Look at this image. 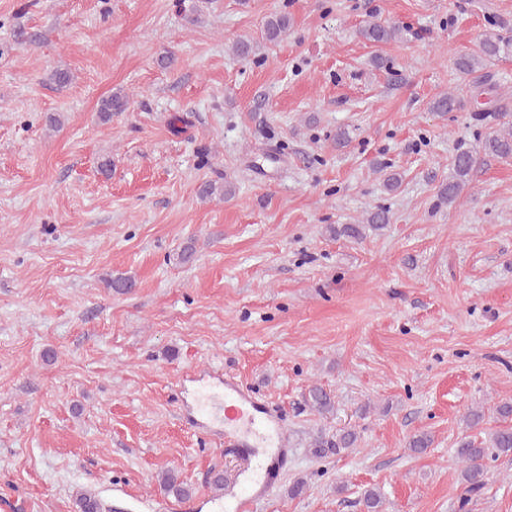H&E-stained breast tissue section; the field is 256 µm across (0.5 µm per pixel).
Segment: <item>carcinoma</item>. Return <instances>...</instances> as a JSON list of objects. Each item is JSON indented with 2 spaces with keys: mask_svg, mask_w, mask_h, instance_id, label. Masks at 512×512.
Returning a JSON list of instances; mask_svg holds the SVG:
<instances>
[{
  "mask_svg": "<svg viewBox=\"0 0 512 512\" xmlns=\"http://www.w3.org/2000/svg\"><path fill=\"white\" fill-rule=\"evenodd\" d=\"M290 18L288 13L268 18L264 25L263 39L269 43L279 42L288 32ZM363 39L373 43H387L401 37V30L393 25H385L374 21L360 30ZM512 43L501 39L487 38L481 41L477 50L468 56H464L456 63L457 69L468 74L477 68L484 67L494 61L501 52L511 46ZM233 56L247 60L256 55L257 46L247 38L236 40L231 47ZM128 99L121 94L111 95L101 101L99 119L102 123L112 121V113L122 112L126 109ZM460 107V99L453 93H443L435 98L432 111L446 114ZM484 150L488 154L501 158L512 157V132H496L486 137ZM476 165V156L473 152L463 150L453 155L450 163L451 173L448 181L439 185V194L448 200L455 202L466 185L470 182L471 174ZM390 223L388 212L376 210L366 218V224H345L338 229L334 226L328 228V232L334 235H344L356 240L364 237V229L369 227L380 230ZM106 287L111 290L126 294L136 287L134 279L118 275L106 280ZM308 398L312 407L321 415H326L334 410V402L331 394L322 386L314 384L309 387ZM358 432L352 428L343 429L336 435V439L327 440L319 435L310 443L312 454L321 458L330 450L341 452L344 449L356 446ZM512 454V426H498L487 434V437L479 442L474 440H462L455 448V457L463 465L461 470V483L464 484V497L460 508H465L471 496L476 494L484 485L485 458L494 455ZM159 489L166 494H174L180 498L189 497V489L178 481V476L170 470L163 474L159 480ZM75 512H102V504L97 495L86 490H78L74 495Z\"/></svg>",
  "mask_w": 512,
  "mask_h": 512,
  "instance_id": "obj_1",
  "label": "carcinoma"
}]
</instances>
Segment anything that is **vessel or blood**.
Instances as JSON below:
<instances>
[{
    "mask_svg": "<svg viewBox=\"0 0 512 512\" xmlns=\"http://www.w3.org/2000/svg\"><path fill=\"white\" fill-rule=\"evenodd\" d=\"M194 379L207 388L200 400L207 423L223 425L228 445L246 451L224 495L234 502V512H253L254 503L263 500L288 459L279 424L262 413L252 392L234 375L198 370Z\"/></svg>",
    "mask_w": 512,
    "mask_h": 512,
    "instance_id": "b4317fda",
    "label": "vessel or blood"
}]
</instances>
